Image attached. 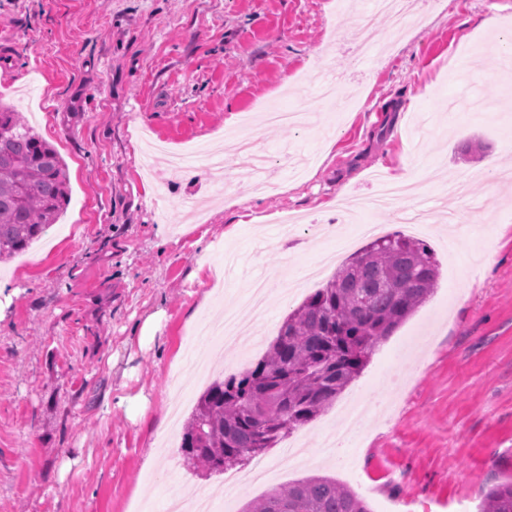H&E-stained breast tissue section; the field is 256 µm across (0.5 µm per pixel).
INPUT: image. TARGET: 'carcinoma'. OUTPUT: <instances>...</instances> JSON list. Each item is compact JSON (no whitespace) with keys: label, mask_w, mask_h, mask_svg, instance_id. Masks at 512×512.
<instances>
[{"label":"carcinoma","mask_w":512,"mask_h":512,"mask_svg":"<svg viewBox=\"0 0 512 512\" xmlns=\"http://www.w3.org/2000/svg\"><path fill=\"white\" fill-rule=\"evenodd\" d=\"M66 164L0 102V259L25 251L66 208ZM439 273L424 241L388 234L351 256L288 315L254 367L214 382L187 423L189 463L222 472L274 447L327 408L380 341L432 293ZM243 512H371L329 476L273 490ZM479 512H512V481L482 490Z\"/></svg>","instance_id":"obj_1"}]
</instances>
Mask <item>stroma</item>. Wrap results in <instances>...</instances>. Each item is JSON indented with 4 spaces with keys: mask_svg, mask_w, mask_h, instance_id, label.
I'll use <instances>...</instances> for the list:
<instances>
[{
    "mask_svg": "<svg viewBox=\"0 0 512 512\" xmlns=\"http://www.w3.org/2000/svg\"><path fill=\"white\" fill-rule=\"evenodd\" d=\"M358 19L337 0H0V100L56 147L71 196L0 263V512H165L189 490L242 512L267 495L226 497L223 473L165 443L213 380L267 353L299 305L287 287L351 233L344 207L404 167L427 185L411 205L431 228L387 209L366 220L434 250L435 290L297 430L300 461L274 485L327 475L373 512H478L481 489L512 479V206L496 180L512 175V108L459 97L464 83L505 94L495 44L512 0H447L398 38L379 19L375 51ZM325 70L342 78V111L312 84ZM274 101L312 124L240 125ZM227 131L271 157L276 190L257 191L232 147L223 199L207 172L177 175L171 153ZM257 277L284 288L262 317L244 312L225 345L197 336ZM353 397L369 411L330 454Z\"/></svg>",
    "mask_w": 512,
    "mask_h": 512,
    "instance_id": "35a3bbf8",
    "label": "stroma"
}]
</instances>
